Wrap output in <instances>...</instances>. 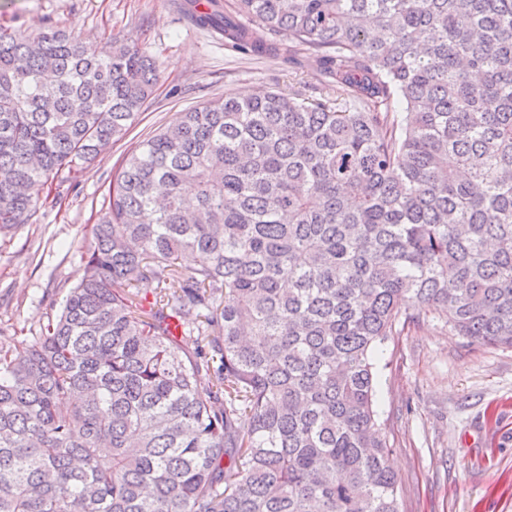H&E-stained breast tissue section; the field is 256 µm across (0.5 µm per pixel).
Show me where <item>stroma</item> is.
Wrapping results in <instances>:
<instances>
[{
    "mask_svg": "<svg viewBox=\"0 0 512 512\" xmlns=\"http://www.w3.org/2000/svg\"><path fill=\"white\" fill-rule=\"evenodd\" d=\"M0 27L117 40L157 64L153 95L127 133L78 177L55 178L35 213L0 236V343L32 338L82 270L112 176L149 133L212 99L267 91L332 101L336 87L278 41L241 53L194 26L178 0H0ZM378 420L392 444L401 512H512V348L478 345L423 312L376 356Z\"/></svg>",
    "mask_w": 512,
    "mask_h": 512,
    "instance_id": "obj_1",
    "label": "stroma"
}]
</instances>
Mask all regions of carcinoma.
I'll return each instance as SVG.
<instances>
[{
  "label": "carcinoma",
  "mask_w": 512,
  "mask_h": 512,
  "mask_svg": "<svg viewBox=\"0 0 512 512\" xmlns=\"http://www.w3.org/2000/svg\"><path fill=\"white\" fill-rule=\"evenodd\" d=\"M234 12L194 21L282 37L340 98L214 100L126 156L59 313L0 346V512H400L374 355L402 303L512 348V0ZM156 77L117 41L0 29V234Z\"/></svg>",
  "instance_id": "obj_1"
}]
</instances>
